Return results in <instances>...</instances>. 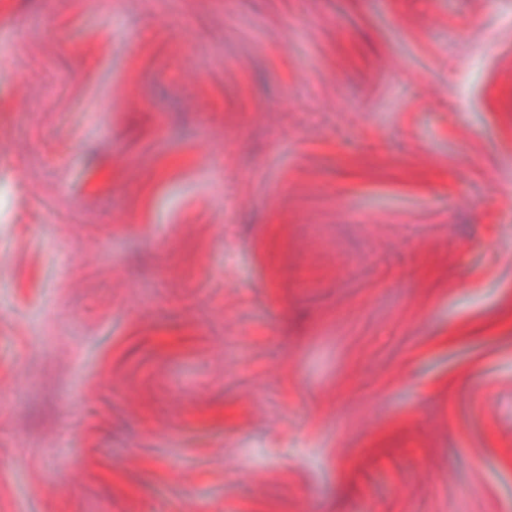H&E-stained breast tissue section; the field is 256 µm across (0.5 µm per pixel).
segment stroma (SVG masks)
<instances>
[{
    "label": "stroma",
    "instance_id": "stroma-1",
    "mask_svg": "<svg viewBox=\"0 0 512 512\" xmlns=\"http://www.w3.org/2000/svg\"><path fill=\"white\" fill-rule=\"evenodd\" d=\"M0 512H512V0H0Z\"/></svg>",
    "mask_w": 512,
    "mask_h": 512
}]
</instances>
